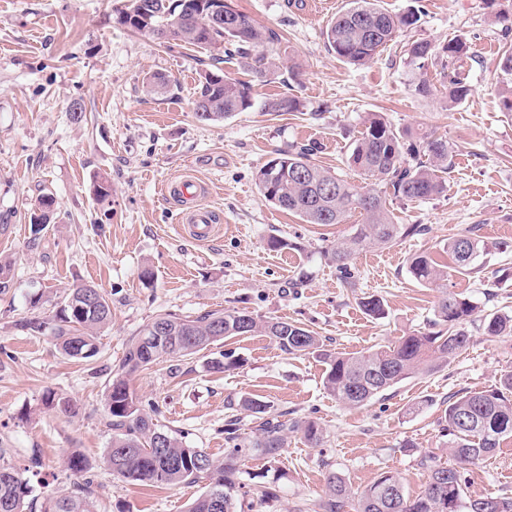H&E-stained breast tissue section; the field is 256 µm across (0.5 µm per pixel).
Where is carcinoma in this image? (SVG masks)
Instances as JSON below:
<instances>
[{"instance_id":"cac0c4a2","label":"carcinoma","mask_w":512,"mask_h":512,"mask_svg":"<svg viewBox=\"0 0 512 512\" xmlns=\"http://www.w3.org/2000/svg\"><path fill=\"white\" fill-rule=\"evenodd\" d=\"M207 0H127L119 12V22L131 30L158 38L161 43L183 41L203 50H218L235 58L251 72L253 82H242L206 71L200 75L193 111L200 121H222L254 105V87L272 82L282 69L298 73L299 65L270 54L281 35L272 28H261L247 14L224 5V22L203 16ZM416 11L390 14L378 0H350L349 7L336 15L325 30L328 50L339 60L365 65L401 33L414 27ZM407 64L418 70L429 63L440 64L448 99L457 103L471 93L465 70L466 43L450 41L436 47L428 41H413L406 49ZM263 112H296L294 97H273L262 101ZM313 148L289 146L259 168L255 180L263 198L279 209L299 216L308 224H342L353 213L362 216L353 233L325 252L336 268L347 271L352 257L363 250L384 247L399 237L424 231L420 224H397L389 209L392 200L426 201L443 195L448 185L441 174L453 163L448 139L424 132L412 139L406 129L393 126L379 115L364 119V129L351 143L348 165L364 180L358 188L312 160ZM55 200L44 195L33 220L36 232L50 223ZM485 249L472 229L448 239L446 254L453 270H475V261L466 249ZM409 272L420 284L438 288L441 296L434 310L430 329L402 337L387 346H373L363 352L346 354L324 348L312 331L278 319L259 320L238 311L207 312L193 319L170 314L155 317L134 336L118 368L106 383L105 413L116 434L103 460L112 461V472L124 481L146 486L192 485L202 478L201 465L213 474L208 489L195 498L188 512H239L242 484L238 461L251 448L268 458H276L286 448L288 433L300 432L317 444L322 431L312 421H297L285 413L273 415L260 401L245 399L244 408L256 422L252 438H239L236 423L224 425L232 450L222 460L202 448H192L183 438L139 407L127 412V399L133 396L128 376L168 358L197 355L221 344L227 338L256 332L269 336L289 354H316L326 365L324 387L340 402L362 407L402 381L434 371L466 350L470 336L465 324L476 311L473 302L448 293V266L428 254L409 260ZM83 289L74 288L65 297L52 322L29 319L22 327L43 333L51 329L59 351L78 360L94 358L99 348L98 330L112 321L107 294L94 288L93 299H82ZM488 336L512 335V315L503 313L484 318ZM444 422L451 440L450 455L456 465L424 458L430 474L424 489L416 496L405 495L401 478L384 472L366 489L352 491L334 474L327 479L323 512H471L464 496L461 469L493 455L501 442L512 437V370L504 372L491 389H475L453 396L444 410ZM67 469L74 475L91 469L89 459L78 450L67 455ZM29 486L12 462L9 450L0 448V512H28ZM487 505L482 512H512V498L487 495L478 499ZM40 512H97L95 501L84 486L69 494L51 493L43 498Z\"/></svg>"}]
</instances>
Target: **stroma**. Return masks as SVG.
<instances>
[{"label":"stroma","mask_w":512,"mask_h":512,"mask_svg":"<svg viewBox=\"0 0 512 512\" xmlns=\"http://www.w3.org/2000/svg\"><path fill=\"white\" fill-rule=\"evenodd\" d=\"M123 2L0 0V263L9 267L0 292V448L21 467L38 460L30 500L72 491L65 459L77 448L96 463L87 490L98 512H187L208 478L189 486L125 484L102 461L112 444L105 383L139 330L164 313L238 310L304 326L336 352L388 345L427 330L434 318L439 293L411 277L410 258L439 255L450 237L471 228L491 253L479 258V271L448 273L449 291L476 306L468 349L366 406L348 407L327 391L318 357L281 351L261 333L222 344L238 361L233 368L217 372L205 358L186 356L129 378L142 407L217 459L230 448L228 419H238L241 436L251 433L243 400L319 425V445L293 433L276 459L245 454L240 478L250 493L242 512H321L331 474L361 491L390 471L417 495L428 480L424 455L452 462L440 424L449 398L492 388L512 370V335L488 336L478 325L512 311V115L500 109L512 80L499 64L512 29L497 18L512 10V0H379L396 14L420 11L421 19L361 67L336 59L324 39L349 0H333L324 11L315 0H230L258 25L276 29L277 52L301 65L298 76L285 73L257 87V100L293 95L301 106L281 114L254 107L220 122L199 121L192 111L199 74L212 67L208 53L132 32L118 21ZM455 39L469 48L471 94L450 103L433 65L426 77L435 94L413 95L407 44ZM153 73L168 79L166 89H146L143 79ZM75 101L86 108L78 124L69 115ZM372 112L415 134L436 131L454 158L445 195L390 204L398 223L424 225V232L357 254L349 286L325 252L361 216L305 223L265 201L255 175L277 150L310 144L314 162L359 183L347 157ZM183 176L209 187L205 203L220 230L208 242L182 233L179 207L160 192L162 183ZM101 178L112 185L103 203L93 195ZM46 194L55 212L36 234L30 216ZM273 236L286 248L269 249ZM146 268L152 280L142 279ZM83 284L102 288L112 306L111 323L97 335L99 353L87 362L62 356L50 333L23 327L34 317L51 321L66 294ZM36 293L42 301L34 308ZM370 296L383 300L384 317L364 313L361 302ZM50 391L71 399L75 413L46 406ZM258 483L277 486V500H259ZM462 486L470 499L511 498L512 438L467 466Z\"/></svg>","instance_id":"stroma-1"}]
</instances>
